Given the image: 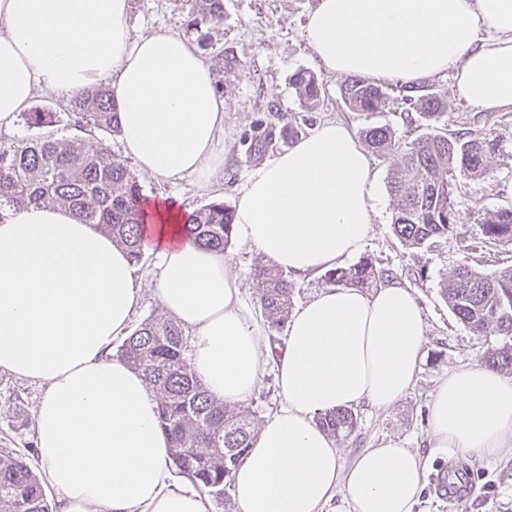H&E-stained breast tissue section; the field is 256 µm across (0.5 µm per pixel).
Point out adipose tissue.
<instances>
[{"label": "adipose tissue", "instance_id": "ef3b65f1", "mask_svg": "<svg viewBox=\"0 0 512 512\" xmlns=\"http://www.w3.org/2000/svg\"><path fill=\"white\" fill-rule=\"evenodd\" d=\"M129 0H0V126L37 89L66 96L106 81L123 151L148 176L192 175L211 191L224 165V98L183 36L130 38ZM305 38L337 76L418 87L456 73L460 99L512 112V0H316ZM371 161L351 131L326 122L239 187L234 235L295 277L362 250L377 216ZM144 254L166 313L192 334L191 365L213 397H251L275 367L280 405L232 473L241 512H413L420 455L396 440L343 463L318 424L339 409L385 410L411 387L426 336L410 288L333 286L291 315L272 359L222 251L183 229L185 211L142 204ZM141 284L125 250L63 207L11 210L0 221V368L44 383L39 458L56 512H208L170 484L168 440L144 377L112 358ZM431 442L487 460L512 456V377L479 364L449 372L428 412Z\"/></svg>", "mask_w": 512, "mask_h": 512}]
</instances>
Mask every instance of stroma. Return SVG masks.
<instances>
[{"mask_svg":"<svg viewBox=\"0 0 512 512\" xmlns=\"http://www.w3.org/2000/svg\"><path fill=\"white\" fill-rule=\"evenodd\" d=\"M129 3L130 37L155 31L182 34L211 63L216 85L224 97V166L214 193H202L191 176L172 182L143 175L139 181L145 196L178 199L188 211L214 198L231 207L237 188L251 172L287 151L323 122H342L356 134L383 124L402 134L409 125L395 90L390 93L385 111L371 114L345 107L339 95V77L319 70L304 37L315 0H224L222 23L199 30L189 25L192 0ZM230 58L237 61L236 69H226L225 62ZM301 69L315 72L323 88L319 107L311 111L302 105L292 84L293 74ZM425 85L447 100L443 122L449 131L493 129L506 137L503 154L491 160L486 174L478 180L461 179L455 196L458 223L464 224L472 235H480L482 213L512 204V112H482L469 106L458 98L450 72L426 80ZM283 113L291 119L295 135L282 134L278 117ZM261 129L272 132L273 139L262 151L251 152L252 140ZM371 161L377 217L362 255L376 266L392 270L398 284L413 288L427 331L420 368L410 389L387 410L357 408L355 433L335 440L340 457L348 463L363 449L395 439L421 455L427 473L453 466L464 469L471 484L463 501L455 505L439 497L431 484H424L414 512H512V457L490 461L463 458L448 449L432 447L427 424L434 390L449 370L479 363L487 348L501 342L495 335L471 336L450 312L440 294V285L462 263L482 270L511 267L512 247H492L469 255L459 249L455 240H442L425 251V273L415 276L413 256L392 230L393 202L387 178L397 158L375 155ZM224 255L239 275L245 301L256 305L258 284L252 268L261 261V254L234 239ZM44 393L43 384L0 369V449L27 455L35 468L40 465L38 455L32 452L37 443L35 417Z\"/></svg>","mask_w":512,"mask_h":512,"instance_id":"1","label":"stroma"}]
</instances>
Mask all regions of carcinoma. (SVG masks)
Here are the masks:
<instances>
[{"instance_id": "obj_1", "label": "carcinoma", "mask_w": 512, "mask_h": 512, "mask_svg": "<svg viewBox=\"0 0 512 512\" xmlns=\"http://www.w3.org/2000/svg\"><path fill=\"white\" fill-rule=\"evenodd\" d=\"M190 26L219 23L224 0H193ZM300 101L308 109L320 103L321 88L311 71L294 74ZM340 95L352 112H381L389 98L383 86L351 75L340 81ZM401 100L421 117L435 122L413 139H401L387 125L362 130L365 142L381 156L396 155L388 176L394 202L393 233L406 248L418 253L436 240L451 236L465 250L467 242L455 219L459 179H480L491 159L503 151L504 136L494 132H450L437 123L448 103L439 94L402 95ZM57 122L54 112H28L26 123L43 127ZM67 125L78 132L70 139H19L0 144V219L11 208L58 204L83 223L112 236L130 260L143 259L141 244L142 186L124 163L116 160L98 133H120L117 111L103 87L77 93L70 102ZM234 212L215 200L186 215V234L199 244L224 250L232 239ZM481 244L512 246V205L486 212L481 218ZM392 272L369 260L337 267L325 274L332 285L371 288ZM253 277L259 286L257 303L268 327H285L292 309L294 283L276 266L259 262ZM448 308L473 336L491 332L503 344L487 349L482 364L512 370V267L480 272L457 265L441 284ZM117 359L141 374L158 404V422L170 440V466L218 501L231 485L232 470L257 434L255 412L241 404L213 398L198 380L187 353L183 329L173 319H146L125 337ZM331 436H349L357 416L341 409L319 419ZM0 512H52L43 483L26 457L0 451Z\"/></svg>"}]
</instances>
